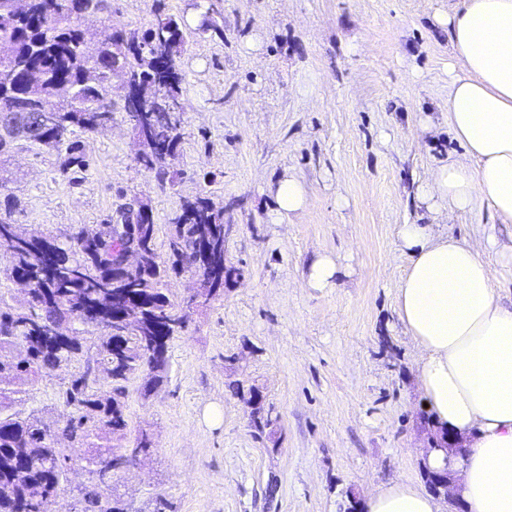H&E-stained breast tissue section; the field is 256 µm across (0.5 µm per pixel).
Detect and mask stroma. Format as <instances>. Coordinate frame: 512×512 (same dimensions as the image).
<instances>
[{"label": "stroma", "mask_w": 512, "mask_h": 512, "mask_svg": "<svg viewBox=\"0 0 512 512\" xmlns=\"http://www.w3.org/2000/svg\"><path fill=\"white\" fill-rule=\"evenodd\" d=\"M453 0H163L186 34V110L178 157L160 187L136 161L115 93L111 124L81 141L92 166L56 175L54 151L25 145L4 163L0 216L65 232L104 223L121 203L153 211L167 255L168 220L182 199L224 210V265L239 279L223 300L189 311L170 343L163 385L126 383L128 421L116 444L146 433L148 455L114 474L127 512H348L394 482L425 488L432 430L416 380L419 352L396 312L407 258L400 224L435 221L421 180L462 149L448 130V29ZM224 29L199 32V13ZM307 206L276 219L285 174ZM473 242L512 223L487 209L438 220ZM339 266L311 288L320 255ZM81 362L39 377L25 407L63 409ZM257 389L271 424L256 432L246 395ZM337 263L329 255L319 256L311 265L307 282L311 288H331L334 286V277Z\"/></svg>", "instance_id": "35a3bbf8"}]
</instances>
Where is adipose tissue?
Masks as SVG:
<instances>
[{"instance_id":"obj_1","label":"adipose tissue","mask_w":512,"mask_h":512,"mask_svg":"<svg viewBox=\"0 0 512 512\" xmlns=\"http://www.w3.org/2000/svg\"><path fill=\"white\" fill-rule=\"evenodd\" d=\"M448 27V129L464 150L422 183L437 215L488 209L512 222V0H459ZM408 263L396 307L420 352L417 381L433 422L467 439L462 455L430 451L431 469L457 471L467 512H512V304H503L479 244L430 224L396 228ZM365 512H440L434 495L394 483Z\"/></svg>"}]
</instances>
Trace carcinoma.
Segmentation results:
<instances>
[{"mask_svg": "<svg viewBox=\"0 0 512 512\" xmlns=\"http://www.w3.org/2000/svg\"><path fill=\"white\" fill-rule=\"evenodd\" d=\"M0 0V105L22 112L51 103L39 146L57 152L58 173L68 177L87 171L90 160L80 136L112 121L114 81L134 84L153 108L128 113L144 150L139 164L169 182L166 165L179 154L183 133L180 114L169 100L184 98L181 68L186 37L179 22L157 6L142 32H128V42L86 50L82 18L101 15L112 22L110 0ZM25 134L18 119L0 135V155L10 152ZM125 226L112 219L94 228L81 226L61 238L43 230L23 231L0 219V251L11 255L9 277L31 283L13 306L0 308V512H51L67 481L71 456L81 452L92 480L79 490L71 512H126L120 500L106 495L107 475L134 462V454L112 446L110 437L127 428L123 399L126 382L144 375L150 394L164 381L172 339L186 327L183 307L164 292L170 275L191 272L209 287L203 302L224 298V210L207 197L182 201L169 219L168 258L155 245V219L138 200L119 206ZM140 251L137 264L123 266L129 247ZM139 310L137 326L126 334L124 315ZM99 327L95 354L72 375L64 391L65 409L52 422L25 414L20 405L39 376L71 363L81 352L77 326ZM59 326L73 332L51 341ZM26 355H14L17 343ZM110 380V389L98 387Z\"/></svg>", "mask_w": 512, "mask_h": 512, "instance_id": "cac0c4a2", "label": "carcinoma"}]
</instances>
